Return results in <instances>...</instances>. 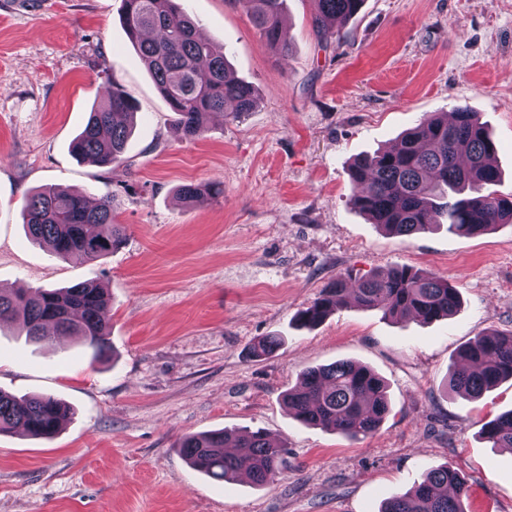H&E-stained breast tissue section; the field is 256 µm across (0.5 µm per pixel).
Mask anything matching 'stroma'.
I'll use <instances>...</instances> for the list:
<instances>
[{
  "instance_id": "35a3bbf8",
  "label": "stroma",
  "mask_w": 512,
  "mask_h": 512,
  "mask_svg": "<svg viewBox=\"0 0 512 512\" xmlns=\"http://www.w3.org/2000/svg\"><path fill=\"white\" fill-rule=\"evenodd\" d=\"M179 2L260 95L193 140L131 44L121 0H0V287L103 283L111 344L96 362L75 337L33 342L0 324V390L73 408L52 440L0 435V512H379L446 464L469 483L470 512H512V455L481 435L512 409V381L478 399L446 389L464 344L512 330V224L402 239L349 203L357 156L459 105L480 113L496 190L512 197V0H364L328 43L312 32V0H286L285 53L234 0ZM110 77L139 110L124 162L103 168L69 144ZM189 183L224 194L189 206L176 195ZM54 185L116 197L125 244L98 261L32 245L22 208ZM396 266L455 279L461 308L423 323L348 306L299 325L331 281ZM270 335L281 347L252 360L249 345ZM342 360L388 386L389 414L356 442L281 401L302 370ZM214 429L282 445L277 481L219 485L191 467L178 438Z\"/></svg>"
}]
</instances>
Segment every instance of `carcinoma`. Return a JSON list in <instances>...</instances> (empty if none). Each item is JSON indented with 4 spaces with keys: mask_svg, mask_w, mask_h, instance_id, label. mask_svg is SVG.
<instances>
[{
    "mask_svg": "<svg viewBox=\"0 0 512 512\" xmlns=\"http://www.w3.org/2000/svg\"><path fill=\"white\" fill-rule=\"evenodd\" d=\"M285 0H236L265 43L288 52L280 28ZM311 26L321 41L331 39L332 24L358 13L364 0H314ZM122 23L150 72L159 93L177 115L187 139L205 131L212 114L238 120L252 111L254 88L230 71L223 48L199 38L198 26L176 0H123ZM137 103L116 83L109 84L106 104L90 112L70 145L71 152L99 167L124 155ZM495 145L478 113L459 105L451 113H433L406 131L393 145L354 160L350 204L387 234L409 238L436 224L448 231L478 236L512 223V198L491 190L499 179L490 163ZM222 193L212 184H184L182 200L200 204ZM111 197L87 205L84 196L62 187L36 190L22 210L30 241L57 258L107 257L126 241V227L116 222ZM107 289L98 282L68 288L15 290L0 288V322L17 323L31 339L46 341V327L60 336H75L92 350L93 359L110 353ZM348 304L380 310L396 320L432 322L452 316L461 306L459 288L447 277L406 266L359 279L348 287L338 278L309 307L300 311L306 326L321 322ZM279 339L263 336L249 346L262 360L275 352ZM462 364L449 376L448 387L471 399L512 380V332L479 335L461 350ZM297 420L346 439L373 435L390 410L384 380L366 366L337 361L304 371L299 385L283 395ZM70 407L47 395L17 398L0 391V434L21 429L51 440L69 418ZM482 433L493 448H512V411L487 421ZM227 432L215 430L181 437L176 449L193 467L222 483L246 477L257 485L279 477L283 448L261 431L237 436L235 451H225ZM469 486L453 468L428 471L407 492L383 502L379 512H468Z\"/></svg>",
    "mask_w": 512,
    "mask_h": 512,
    "instance_id": "1",
    "label": "carcinoma"
}]
</instances>
